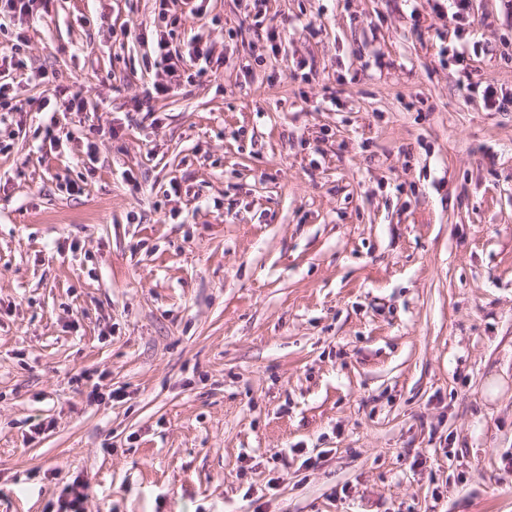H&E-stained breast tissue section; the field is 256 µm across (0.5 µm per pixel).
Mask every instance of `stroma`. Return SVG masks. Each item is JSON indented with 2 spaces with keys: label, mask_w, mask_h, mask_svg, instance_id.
<instances>
[{
  "label": "stroma",
  "mask_w": 512,
  "mask_h": 512,
  "mask_svg": "<svg viewBox=\"0 0 512 512\" xmlns=\"http://www.w3.org/2000/svg\"><path fill=\"white\" fill-rule=\"evenodd\" d=\"M204 6L0 24V512H512V11ZM178 2H180L182 5H188L190 3H193L192 7L189 9V12L192 15H195L199 18L205 15L203 2L204 0L194 1V0H160V11L158 13V23H156V18L154 19V29H155V41L153 44V52L156 55V59L159 58L160 64H163L165 62H169L167 67L169 72L175 71V63L172 64V54L169 49V40L168 37L171 36L172 29H169L167 31L168 26H171L176 23L177 16L173 15L170 18V22L167 21L168 19V13L170 11V8H166V6H169V3H171L173 6H177ZM200 2V3H196ZM165 23L164 26H162L160 23ZM16 48L11 49L2 48L0 52V99L7 96L10 90V83L6 82L7 77L11 75L14 70L23 67L22 60L17 56ZM2 79L3 82H2ZM88 487L80 481H74L69 487V498L58 500L56 512H85L84 503L88 498Z\"/></svg>",
  "instance_id": "stroma-1"
}]
</instances>
